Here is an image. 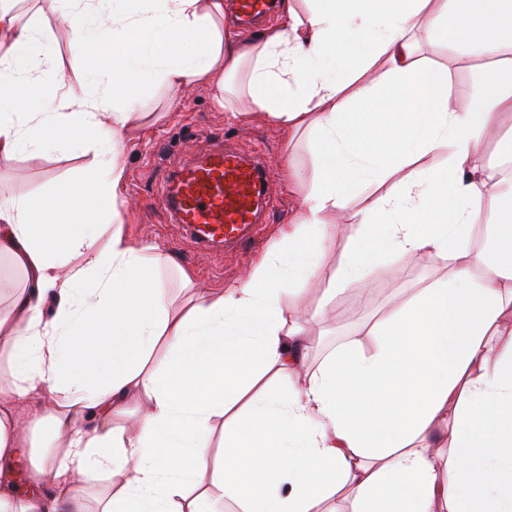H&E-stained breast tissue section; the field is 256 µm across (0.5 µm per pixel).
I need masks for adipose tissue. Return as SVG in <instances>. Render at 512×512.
Here are the masks:
<instances>
[{
    "instance_id": "1",
    "label": "adipose tissue",
    "mask_w": 512,
    "mask_h": 512,
    "mask_svg": "<svg viewBox=\"0 0 512 512\" xmlns=\"http://www.w3.org/2000/svg\"><path fill=\"white\" fill-rule=\"evenodd\" d=\"M52 10L72 32V68L108 83L93 97L45 81L42 27L0 5V157L36 160L87 132L100 144L82 188L0 198V256L25 278L0 276L12 296L0 314V464L22 465L29 486L0 490V512H222L228 497L241 512H337L343 500L352 512H512V177L474 164L512 110V58L500 57L512 0H313L304 13L286 2L280 25L248 42L225 25L224 0ZM185 35L195 50H179ZM420 36L497 56L469 106L455 105L447 67L419 57ZM145 73L171 90L215 86L225 110L244 102L313 136V188L279 244L244 283L178 310L153 283L154 244L133 241L107 205L125 184L123 139L149 118L133 96ZM431 154L444 164L423 168ZM375 184L384 193L352 211L355 243L326 273L329 218ZM481 196L497 207L475 252ZM74 213L83 223H64ZM371 254L443 256L450 273L375 322L371 352L350 343L303 376L306 326L282 295L325 273L341 292L365 279ZM271 370L287 394L258 391ZM36 392L44 401L28 407ZM134 399L145 412L114 427ZM227 413L213 479L212 421ZM96 474L110 484L91 502Z\"/></svg>"
}]
</instances>
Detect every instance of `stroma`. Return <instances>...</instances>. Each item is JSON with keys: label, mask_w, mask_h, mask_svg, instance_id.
Here are the masks:
<instances>
[{"label": "stroma", "mask_w": 512, "mask_h": 512, "mask_svg": "<svg viewBox=\"0 0 512 512\" xmlns=\"http://www.w3.org/2000/svg\"><path fill=\"white\" fill-rule=\"evenodd\" d=\"M13 7L22 20L35 17L41 21L53 50L55 74L68 85H78L80 76L69 65L70 32L55 20L47 0H14ZM419 52L448 68L457 102L468 105L478 75L489 67V60L427 39L421 40ZM135 96L144 111L153 113L154 120L127 135L120 155L126 184L117 207L125 224L134 238L148 239L158 253L175 259V266L161 265L159 277L173 306H181L194 290L216 291L241 284L258 258L279 241L282 228L296 221L300 201L312 188L310 181L293 177L294 172L313 167L310 135L292 139L273 121L253 118L246 111L226 112L217 106L208 87L172 92L145 77L137 81ZM214 138L223 139L226 146L244 156H259L267 169L258 247L234 251L194 248L182 227L151 203L163 177L174 166L201 159ZM86 140V146L69 152L50 151L36 161L23 156L0 158V197L46 196L60 187H79L95 156V135H87ZM392 267L391 258H373L367 279L338 293L324 315L319 307L329 287L327 277L303 283L302 317L310 342L303 373L316 372L337 347L350 341H360L363 350H370L372 339L366 336V329L427 287L435 274L448 272L447 260L433 255L407 259L397 274ZM182 269L192 274L193 288H184L178 275Z\"/></svg>", "instance_id": "obj_1"}]
</instances>
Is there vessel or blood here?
<instances>
[{
  "label": "vessel or blood",
  "instance_id": "1",
  "mask_svg": "<svg viewBox=\"0 0 512 512\" xmlns=\"http://www.w3.org/2000/svg\"><path fill=\"white\" fill-rule=\"evenodd\" d=\"M239 19L250 25L270 10L268 0H238ZM266 173L255 162L212 142L202 159L166 176L153 200L155 206L189 230L197 244L238 245L249 242L257 223V201Z\"/></svg>",
  "mask_w": 512,
  "mask_h": 512
}]
</instances>
